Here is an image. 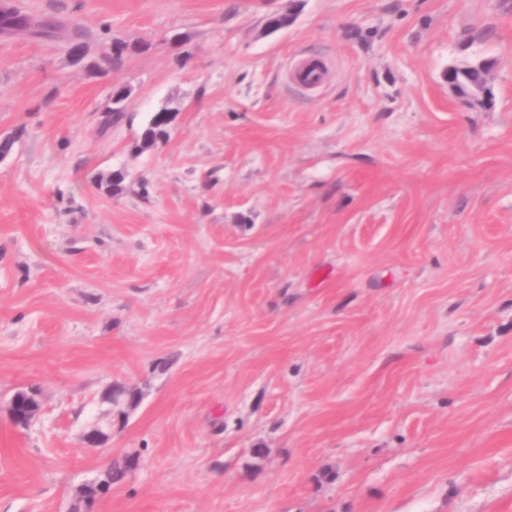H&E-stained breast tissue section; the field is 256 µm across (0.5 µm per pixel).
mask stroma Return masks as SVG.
<instances>
[{"instance_id":"1","label":"stroma","mask_w":512,"mask_h":512,"mask_svg":"<svg viewBox=\"0 0 512 512\" xmlns=\"http://www.w3.org/2000/svg\"><path fill=\"white\" fill-rule=\"evenodd\" d=\"M286 2L15 0L86 53L0 36V512H512V0ZM27 393L37 394V397L40 402V406L35 412L27 414V415H22L18 410L19 401H20L21 397L23 395H26ZM41 402H42L41 396L38 393V391L35 390L34 388H26V389H20V390L16 391L13 394V396L10 400V404H9V416H10L12 423L19 427L28 426L33 420L36 419L38 412L40 410V407H41Z\"/></svg>"}]
</instances>
